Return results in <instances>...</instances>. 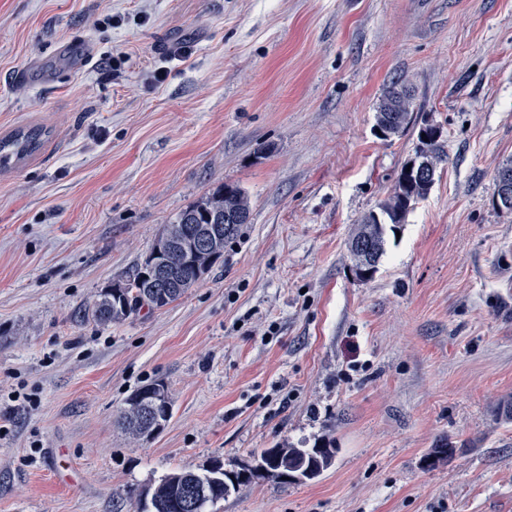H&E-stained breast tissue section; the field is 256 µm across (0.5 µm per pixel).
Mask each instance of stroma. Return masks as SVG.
<instances>
[{
  "instance_id": "35a3bbf8",
  "label": "stroma",
  "mask_w": 512,
  "mask_h": 512,
  "mask_svg": "<svg viewBox=\"0 0 512 512\" xmlns=\"http://www.w3.org/2000/svg\"><path fill=\"white\" fill-rule=\"evenodd\" d=\"M427 123L448 158L359 280L347 240ZM29 126L40 151L0 167V512H136L165 473L325 436L317 480L210 512H512V0H0V138ZM225 183L250 218L207 277L95 322ZM157 380L173 416L130 442ZM413 95L404 84L392 82L388 86L376 107V126L383 136L403 135L411 123ZM510 169V170H504ZM512 161L499 167L496 171L494 180L496 185L497 193V204L498 206H510L512 204ZM504 170V171H502ZM500 172V173H499ZM499 173V174H498ZM498 174V176H497ZM498 181V184H497ZM155 399L160 402V405L155 403ZM150 414H154L164 421L163 426L172 416V401L168 388L161 381L145 385L135 390L127 398L120 420L130 439L140 441L153 435L146 422V416ZM162 427H159L157 431Z\"/></svg>"
}]
</instances>
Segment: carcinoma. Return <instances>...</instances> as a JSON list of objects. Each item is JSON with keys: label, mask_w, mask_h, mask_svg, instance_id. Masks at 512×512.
<instances>
[{"label": "carcinoma", "mask_w": 512, "mask_h": 512, "mask_svg": "<svg viewBox=\"0 0 512 512\" xmlns=\"http://www.w3.org/2000/svg\"><path fill=\"white\" fill-rule=\"evenodd\" d=\"M413 95L411 90L398 82L388 86L376 107V126L383 136H400L411 123ZM415 157L410 159L401 172L388 197L378 210L365 214L352 232L349 242L365 241L372 251L349 248L356 276L367 281L377 271L378 263L385 253L388 233L396 232L405 223L407 214L419 201L429 194L433 182L420 183L407 175L406 169L413 165L429 164L433 169L445 161L442 134L432 124L419 129ZM45 132L41 129H19L11 136L0 139V164L18 163L38 151ZM230 214L249 217L248 195L236 185L225 184L205 195L193 205L178 213L167 224L169 250L166 257L172 262L171 282L166 290V299L159 302L154 278L137 266L135 271L113 281L120 286L122 303L112 302V294L99 292L92 310L94 320L102 325L125 320L147 306L162 309L180 299L191 288L197 286L209 273L214 263L222 256L226 243L237 238L242 225L232 230L210 247V250L194 256L179 253L178 238L182 236L186 218L193 216L196 224H209L215 214ZM154 414L167 422L172 416V401L165 383L158 381L135 390L126 400L120 420L129 438L140 441L151 436L146 416ZM336 448L333 443L321 439L311 448H296L281 444L266 448L251 463L234 469L224 468V461L214 459L202 471L174 470L164 475L151 488L141 492L137 512H206V508L226 499L242 486L257 480H271L278 484L306 483L319 478L334 463Z\"/></svg>", "instance_id": "1"}]
</instances>
